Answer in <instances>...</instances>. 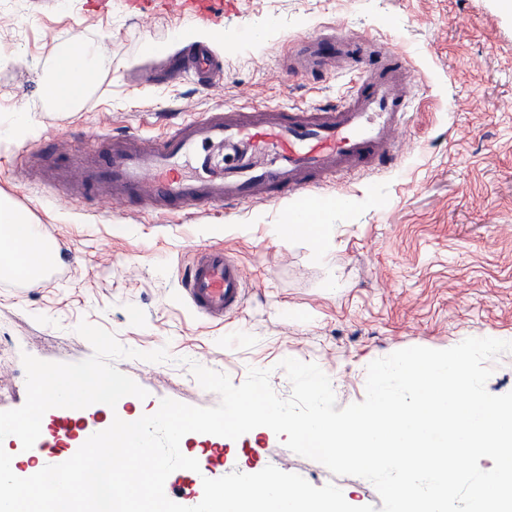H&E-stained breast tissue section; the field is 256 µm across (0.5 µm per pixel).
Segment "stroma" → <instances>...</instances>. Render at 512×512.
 <instances>
[{
	"instance_id": "obj_1",
	"label": "stroma",
	"mask_w": 512,
	"mask_h": 512,
	"mask_svg": "<svg viewBox=\"0 0 512 512\" xmlns=\"http://www.w3.org/2000/svg\"><path fill=\"white\" fill-rule=\"evenodd\" d=\"M197 24L128 0H106L102 9L89 0H0V197L19 203L73 257L58 281L0 286V405L24 403L22 354L66 363L92 356L76 331L83 321L125 347L168 350L165 362H114L148 396L112 412L136 417L165 398L216 406L220 398L200 386L194 362L237 385L249 369L270 370L284 399L292 386L281 361L314 363L342 408L364 400L368 364L397 350L448 349L469 337L512 341V14L498 0H226L209 24L224 35L219 93L190 78L131 79L148 59L146 45L170 53L190 44ZM324 25L402 52L412 88L399 165L324 185L350 204L322 214L330 229L319 243L277 240L286 202L159 217L109 202L75 204L61 183L26 179L29 156L59 139L84 156L96 149L93 134L121 128L157 137L186 107L338 100L342 80L284 68L291 44ZM69 48L98 50V83L89 104L46 111L43 83ZM20 112L37 126L35 139L11 136ZM200 247L224 249L246 279L242 306L220 324L198 316L181 289L180 272ZM213 446L207 434L186 440L209 475L272 465L316 487L336 485L351 505H382L371 482L332 474L269 428L225 440L217 460Z\"/></svg>"
}]
</instances>
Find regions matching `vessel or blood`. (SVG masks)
Returning <instances> with one entry per match:
<instances>
[{
	"label": "vessel or blood",
	"instance_id": "obj_1",
	"mask_svg": "<svg viewBox=\"0 0 512 512\" xmlns=\"http://www.w3.org/2000/svg\"><path fill=\"white\" fill-rule=\"evenodd\" d=\"M175 15L208 18L217 0H135ZM166 70L201 82L218 73L203 48ZM290 71L315 75L351 70L350 90L333 105L239 107L216 104L185 112L161 138L122 131L104 135L105 149L84 160L61 164L67 143L55 154L36 157L39 168L57 172L80 203L91 196L122 201L131 211L158 213L237 209L254 203L294 199L299 223L314 207L341 206L340 195L318 188L348 174H368L396 161L404 150L400 134L410 103L409 68L401 56L365 36L336 30L305 39L288 54ZM43 262L16 271L14 240L0 231V278L19 288L62 278L65 265L42 242ZM186 298L197 314L220 320L239 309L245 282L238 263L223 250H199L182 276Z\"/></svg>",
	"mask_w": 512,
	"mask_h": 512
}]
</instances>
